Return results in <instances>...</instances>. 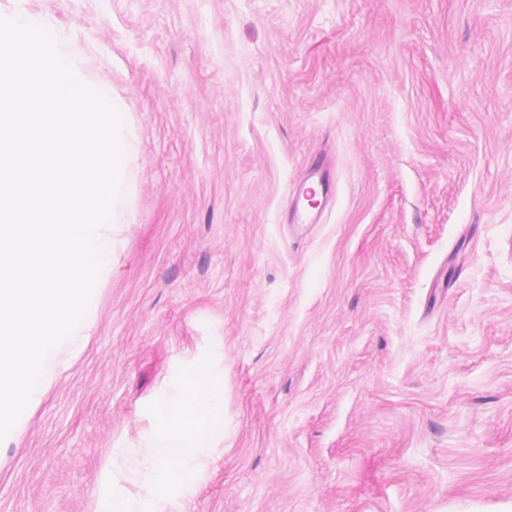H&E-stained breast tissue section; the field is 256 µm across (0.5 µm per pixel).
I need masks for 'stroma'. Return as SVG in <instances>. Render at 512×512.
<instances>
[{
  "label": "stroma",
  "mask_w": 512,
  "mask_h": 512,
  "mask_svg": "<svg viewBox=\"0 0 512 512\" xmlns=\"http://www.w3.org/2000/svg\"><path fill=\"white\" fill-rule=\"evenodd\" d=\"M139 143L86 348L0 444V512H85L179 368L224 440L166 512H512V0H0ZM326 153L321 223L288 184ZM334 180V170L323 154H318L307 164V172L302 180L287 186V194L291 198V207L288 212V221L291 224H308L309 220L315 221L321 214L322 209H318L311 214L301 210V201L306 199L311 188H307L308 183H315L321 193L323 204L326 203L331 195Z\"/></svg>",
  "instance_id": "stroma-1"
}]
</instances>
